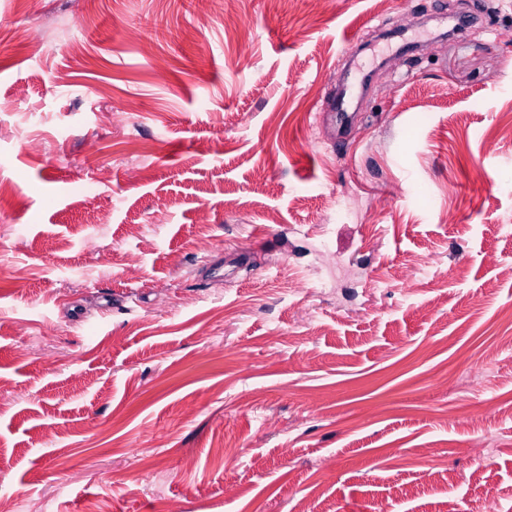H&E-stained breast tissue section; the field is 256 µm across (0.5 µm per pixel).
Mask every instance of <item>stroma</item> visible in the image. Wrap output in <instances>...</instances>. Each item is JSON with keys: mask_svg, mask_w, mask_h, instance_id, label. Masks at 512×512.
Segmentation results:
<instances>
[{"mask_svg": "<svg viewBox=\"0 0 512 512\" xmlns=\"http://www.w3.org/2000/svg\"><path fill=\"white\" fill-rule=\"evenodd\" d=\"M483 2L0 0V500L512 512V0L354 50Z\"/></svg>", "mask_w": 512, "mask_h": 512, "instance_id": "1", "label": "stroma"}]
</instances>
